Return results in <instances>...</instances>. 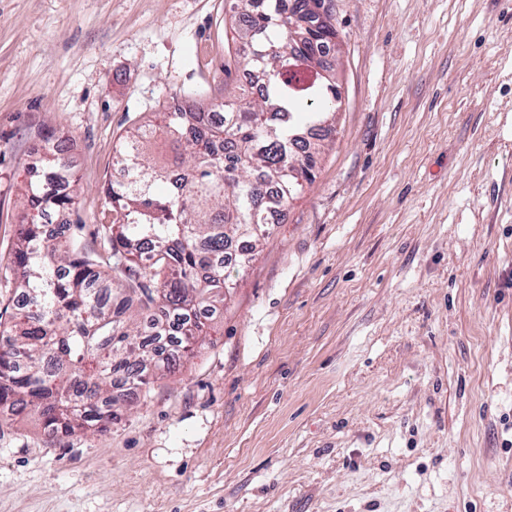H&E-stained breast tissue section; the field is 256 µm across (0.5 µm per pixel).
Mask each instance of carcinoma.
<instances>
[{"instance_id":"cac0c4a2","label":"carcinoma","mask_w":512,"mask_h":512,"mask_svg":"<svg viewBox=\"0 0 512 512\" xmlns=\"http://www.w3.org/2000/svg\"><path fill=\"white\" fill-rule=\"evenodd\" d=\"M315 0H232L248 20L232 26L228 55L257 75L263 94L239 86L216 105L222 117L187 104L122 137L121 178L108 189L112 222L102 225L106 257L76 247L65 235L45 236L32 221L18 230L12 270L30 306L0 323V408L37 418L50 444L77 431L106 432L128 395L149 384L151 337L182 330L180 357L203 336L202 312L227 287L224 264L254 256L269 225L312 183L336 112V43L330 20L314 32L288 26V15H312ZM244 41L256 54L241 56ZM326 71L303 83L307 67ZM60 157L47 150L31 168L26 206L48 216L78 204L61 193Z\"/></svg>"}]
</instances>
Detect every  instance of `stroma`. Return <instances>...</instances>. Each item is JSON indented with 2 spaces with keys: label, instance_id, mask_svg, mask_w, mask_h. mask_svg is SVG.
Here are the masks:
<instances>
[{
  "label": "stroma",
  "instance_id": "35a3bbf8",
  "mask_svg": "<svg viewBox=\"0 0 512 512\" xmlns=\"http://www.w3.org/2000/svg\"><path fill=\"white\" fill-rule=\"evenodd\" d=\"M230 0H0V315L28 169L65 140L103 250L116 147L220 103ZM314 181L207 333L104 433L0 425V512H512V0H331Z\"/></svg>",
  "mask_w": 512,
  "mask_h": 512
}]
</instances>
